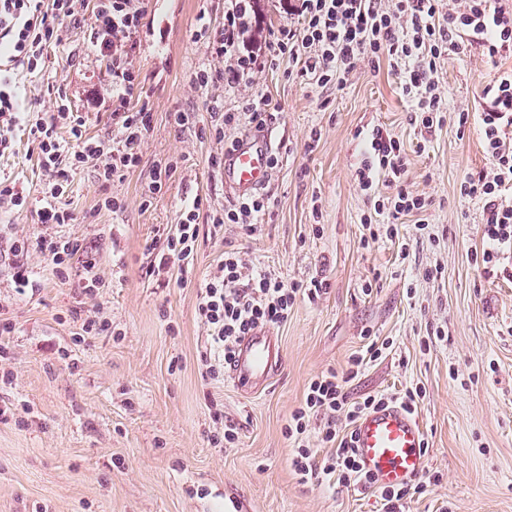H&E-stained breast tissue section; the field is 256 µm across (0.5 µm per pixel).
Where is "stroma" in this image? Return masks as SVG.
<instances>
[{"label": "stroma", "mask_w": 512, "mask_h": 512, "mask_svg": "<svg viewBox=\"0 0 512 512\" xmlns=\"http://www.w3.org/2000/svg\"><path fill=\"white\" fill-rule=\"evenodd\" d=\"M95 6L86 0L84 21L48 48L47 69L15 73L22 108L49 112L66 96L85 135L105 140L112 76L86 51ZM169 8L167 32L147 21L137 36L141 102L152 117L141 165L106 186L88 165L68 174L65 200L76 219L61 231L84 247L68 278L47 256L12 252L15 240L44 231L37 212L48 177L23 133L0 155V179L27 195L24 209L0 207V321L13 325L0 341V371L13 373L0 383V407L14 410L0 419V512H226L231 500L247 512H380L376 488L301 481L285 426L311 380L344 373L351 356L384 340L390 348L344 390L352 400L415 386L425 392L417 415L429 480L404 512H512V258L489 272L475 261L482 205L462 197L460 185L491 164L479 126H458L459 113L482 111L484 87L512 71V53L492 57L473 47L445 59L436 74L444 122L429 130L415 122L400 76L384 60L361 61L341 87L302 83L284 61L255 73L277 140L278 163L264 188L269 219L247 240L235 225L201 222L192 279L182 283L174 269L146 276V246L173 229L185 200L233 204L223 172L208 162L224 145L197 132L211 127V100L233 110L239 98L189 82L209 60L198 34L223 24L224 0H170ZM175 111L193 113V129H176ZM376 126L403 142L408 188L432 205L426 229L403 216L396 237L366 248L361 220L373 202L355 180L364 158L357 133ZM167 158L176 172L141 208L154 163ZM108 196L122 199L123 210L104 209ZM231 248L283 280L328 284L277 325L284 365L255 396L203 377L199 365L207 332L196 315V284ZM21 266L34 279L22 295ZM433 267L440 275L431 280L425 272ZM91 273L103 282L93 297L83 293ZM89 314L111 328L76 341ZM217 409L238 428L233 447L209 442Z\"/></svg>", "instance_id": "stroma-1"}]
</instances>
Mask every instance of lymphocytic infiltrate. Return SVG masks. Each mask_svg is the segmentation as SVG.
<instances>
[{"mask_svg":"<svg viewBox=\"0 0 512 512\" xmlns=\"http://www.w3.org/2000/svg\"><path fill=\"white\" fill-rule=\"evenodd\" d=\"M148 0H97L87 51L112 67V137L95 140L84 137L82 117L74 115L65 101H57L53 116L31 117L21 111L15 80L10 69L0 68V153L13 144L16 127H23L34 146L42 168L55 174L38 210L39 223L49 226L50 234L35 239L15 240L19 253L39 252L51 259L58 274H65L69 261L82 249L78 239L55 234L54 229L74 223L73 212L63 200V185L69 171L93 165L103 184L122 179L140 166V145L150 127L147 107L133 108L140 96L139 74L133 65L136 36L147 13ZM286 23L271 31L263 45L254 46L248 37L258 24L255 0H224V23L208 36L210 63L195 71L192 86L205 89L217 84L237 90L241 110L229 111L222 100H214L215 120L210 134L223 140L227 130L248 123L265 126L269 102L254 83L255 72L288 59L296 74L308 83L324 86L344 84L358 63L387 59L402 74V92L410 102L416 120L427 128L442 123V96L435 75L445 57L462 45H477L489 55L512 50V10L493 5L491 0H278ZM83 18L81 0H0V53L8 61L21 64L29 73L41 72L47 61L46 49L62 42L69 28ZM485 108L479 115L489 171L466 174L462 196L482 204L483 268L500 262L512 251V206L505 195L512 190V75L487 86ZM68 121L73 146H66L57 135L59 121ZM369 158L356 171L359 186L373 196L375 214L392 218L385 233L394 236L399 217L426 212L429 198L413 194L405 184L406 153L399 138L387 129L373 128L366 137ZM387 191L377 194L378 184ZM202 198L185 204L178 222L165 238L153 240L155 253L149 273L160 274L177 268L187 274L200 234ZM265 195L253 194L230 207L211 212L216 226L233 224L244 235L255 234L269 213ZM325 281L287 282L271 271L247 264L237 249L225 251L216 273L200 287L196 314L207 327V338L200 353L203 374L223 376L240 338L258 325L286 322L300 297L317 298L326 290ZM388 401L387 396H367L349 400L335 372L312 380L302 405L293 413L285 434L296 445L291 466L302 478L324 475L343 485L371 486L355 450L357 420L367 411ZM322 416L319 435L330 455L317 459L307 443L311 416ZM347 429H338V421Z\"/></svg>","mask_w":512,"mask_h":512,"instance_id":"1","label":"lymphocytic infiltrate"}]
</instances>
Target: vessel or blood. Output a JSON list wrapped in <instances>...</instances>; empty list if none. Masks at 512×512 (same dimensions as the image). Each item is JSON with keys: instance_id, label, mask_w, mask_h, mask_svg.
I'll return each instance as SVG.
<instances>
[{"instance_id": "vessel-or-blood-1", "label": "vessel or blood", "mask_w": 512, "mask_h": 512, "mask_svg": "<svg viewBox=\"0 0 512 512\" xmlns=\"http://www.w3.org/2000/svg\"><path fill=\"white\" fill-rule=\"evenodd\" d=\"M272 150L267 131L240 137L224 161V182L235 196L251 194L269 182ZM282 363L280 336L271 327L259 326L240 337L224 376L238 391L254 395L266 389ZM424 442L421 422L397 404L367 413L356 425L360 464L378 487L420 479L426 468Z\"/></svg>"}]
</instances>
